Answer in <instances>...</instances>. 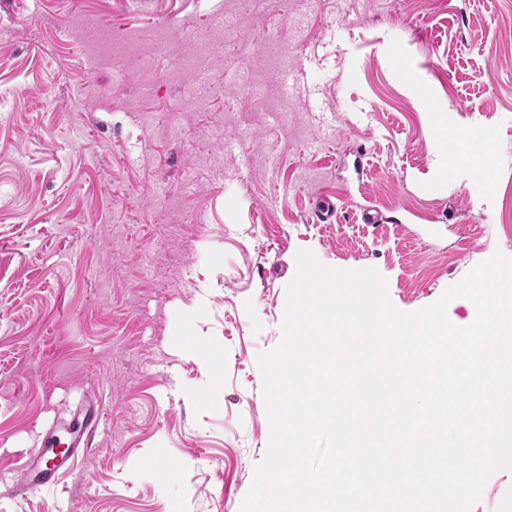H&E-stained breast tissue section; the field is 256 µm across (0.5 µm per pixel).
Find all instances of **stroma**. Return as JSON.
<instances>
[{
	"label": "stroma",
	"instance_id": "stroma-1",
	"mask_svg": "<svg viewBox=\"0 0 512 512\" xmlns=\"http://www.w3.org/2000/svg\"><path fill=\"white\" fill-rule=\"evenodd\" d=\"M84 16L164 31L153 82L89 60ZM274 43L285 125L250 98ZM301 249L403 312L512 257V0H0V512H241ZM98 404L81 473L18 492Z\"/></svg>",
	"mask_w": 512,
	"mask_h": 512
}]
</instances>
